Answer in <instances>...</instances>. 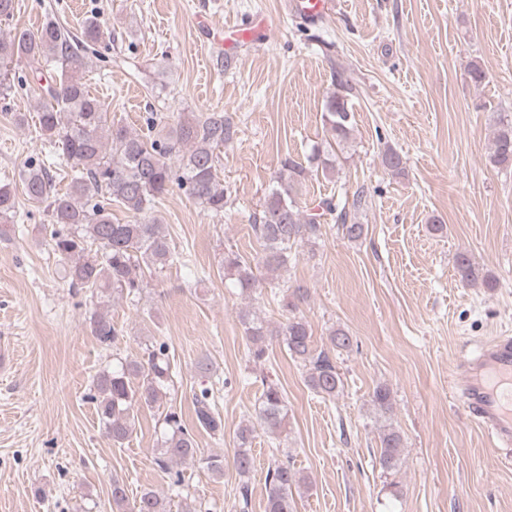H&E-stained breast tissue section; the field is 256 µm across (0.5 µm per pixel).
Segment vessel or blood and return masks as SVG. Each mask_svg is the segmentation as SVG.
I'll use <instances>...</instances> for the list:
<instances>
[{
	"mask_svg": "<svg viewBox=\"0 0 512 512\" xmlns=\"http://www.w3.org/2000/svg\"><path fill=\"white\" fill-rule=\"evenodd\" d=\"M297 13L310 19L326 17L333 0H293ZM463 381L454 397L477 424L486 428L505 464H512V336L500 335L481 345L456 365Z\"/></svg>",
	"mask_w": 512,
	"mask_h": 512,
	"instance_id": "b4317fda",
	"label": "vessel or blood"
}]
</instances>
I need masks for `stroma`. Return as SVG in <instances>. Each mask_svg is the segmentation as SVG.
<instances>
[{
  "label": "stroma",
  "instance_id": "1",
  "mask_svg": "<svg viewBox=\"0 0 512 512\" xmlns=\"http://www.w3.org/2000/svg\"><path fill=\"white\" fill-rule=\"evenodd\" d=\"M16 3L0 34L51 17L75 34L92 16L111 28L106 62L84 80L130 130L143 129L150 112L172 120L223 112L239 132L221 152L223 215L178 190L157 199L152 214L178 259L145 271L139 298L112 301L124 334L110 349L88 328V292L61 277L43 229L49 213L16 188V215L0 236V341L14 356L0 372V512H112L116 479L129 498L150 488L179 512L169 474L153 461L159 410L140 409L130 439L116 446L91 400L92 380L113 356L140 357L154 342L169 347L173 403L184 418L194 391L210 384L196 370L202 356L223 383V438L195 433L203 455H223V477L198 462L179 466L209 512H239L235 436L267 381L283 392L288 422L276 437L254 433L250 512H264L267 469L285 450L311 481L297 512H512V465L448 388L462 351L512 334V169L488 162L494 112L512 115V0H334L324 21L308 24L285 0ZM251 14L264 18L267 33L228 47L235 66L224 70L213 35ZM472 61L486 73L478 86L467 73ZM336 70L352 88V137L337 148L333 174L309 172L297 200L311 207L339 187L362 192L355 217L365 234L350 241L325 219L318 239L294 246L287 271L242 296L225 287L221 260L228 250L255 259L251 217L282 160L305 161L324 141ZM38 85L0 100V179L42 162L63 191L72 163L37 132ZM388 148L401 156L403 174L384 166ZM435 218L444 234L432 233ZM461 251L489 270L496 288L460 283ZM291 285L308 291L300 310L316 344L334 328L353 338L337 358L343 387L334 399L308 387L281 342L262 361L248 355L239 309L255 307L278 328L282 311L270 290ZM380 385L391 391V421L404 440L393 472L377 461L383 421L371 398Z\"/></svg>",
  "mask_w": 512,
  "mask_h": 512
}]
</instances>
